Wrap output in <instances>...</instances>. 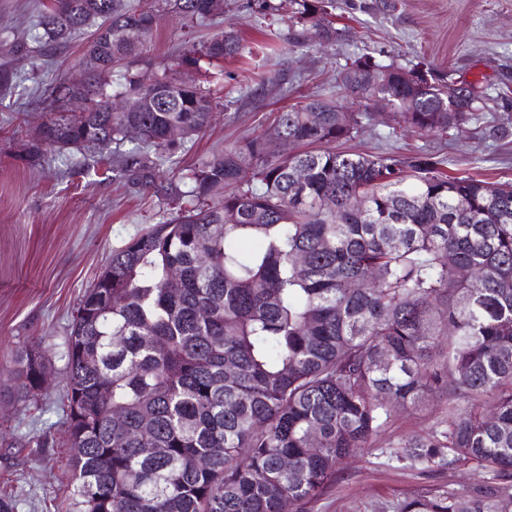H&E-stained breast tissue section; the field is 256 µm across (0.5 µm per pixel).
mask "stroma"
Instances as JSON below:
<instances>
[{"instance_id": "35a3bbf8", "label": "stroma", "mask_w": 512, "mask_h": 512, "mask_svg": "<svg viewBox=\"0 0 512 512\" xmlns=\"http://www.w3.org/2000/svg\"><path fill=\"white\" fill-rule=\"evenodd\" d=\"M36 15L37 0H0V70L12 76L0 92V388L13 384L12 354L37 339L54 375L37 402L0 399V496H12L15 512H81L68 486L71 449L59 403L71 315L113 251L168 216L167 182L146 190L112 178L98 153H52L39 164L21 159L55 78L84 74L85 37L53 49L47 59L33 52ZM333 19L341 34L327 46L310 28L252 15L247 0H227L224 23L249 51L220 69L201 65L198 78L208 81L222 106L184 153L183 165H202L227 145L266 136L280 109L322 95L374 115L344 150L424 152L451 176L512 181V136L494 142L473 128L422 139L401 127L397 113L376 112L374 103L354 100L342 87L345 64L360 56L408 67L424 63L482 92L487 121H512V0H335ZM216 31L207 20L165 16L135 67L162 73L181 43ZM295 36L303 45L292 53L288 41ZM447 426L444 397L397 412L305 512H398L400 502L418 492L464 493L481 484L465 468L425 471L395 460L406 437Z\"/></svg>"}]
</instances>
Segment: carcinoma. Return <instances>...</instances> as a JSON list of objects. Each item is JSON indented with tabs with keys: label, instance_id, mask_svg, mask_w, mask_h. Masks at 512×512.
<instances>
[{
	"label": "carcinoma",
	"instance_id": "obj_1",
	"mask_svg": "<svg viewBox=\"0 0 512 512\" xmlns=\"http://www.w3.org/2000/svg\"><path fill=\"white\" fill-rule=\"evenodd\" d=\"M333 2L289 0L290 18L329 45ZM251 5L264 17L284 9ZM225 8L42 3L39 49L94 32L85 79L51 88L24 158L112 146L116 177L150 188L167 173L189 186H170V217L113 253L72 314L62 411L83 512L303 510L397 410L442 394L448 428L405 440L395 459L490 480L464 495L419 493L399 512H512V182L450 176L426 154L338 151L370 114L317 96L268 133L288 153L251 138L180 168L218 106L182 71L246 46L224 30L187 41L149 84L133 63L161 16L222 20ZM342 85L355 98L388 96L422 136L485 119L464 81L448 111L447 77L429 68L361 56ZM130 126L138 137L126 149ZM173 127L184 136L170 138ZM42 344L12 359L20 401L38 399L50 377Z\"/></svg>",
	"mask_w": 512,
	"mask_h": 512
}]
</instances>
